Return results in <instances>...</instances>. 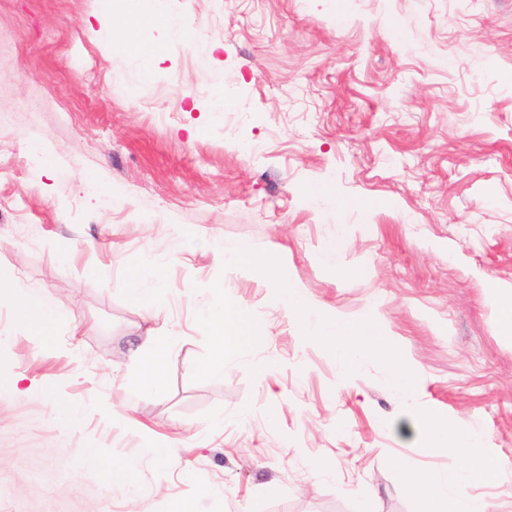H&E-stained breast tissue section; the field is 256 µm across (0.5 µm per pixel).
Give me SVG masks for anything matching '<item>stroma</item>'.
I'll list each match as a JSON object with an SVG mask.
<instances>
[{
  "label": "stroma",
  "instance_id": "stroma-1",
  "mask_svg": "<svg viewBox=\"0 0 512 512\" xmlns=\"http://www.w3.org/2000/svg\"><path fill=\"white\" fill-rule=\"evenodd\" d=\"M111 2L0 0V285L70 312L45 338L0 297V380L26 388L0 390V512H418L397 463L462 467L425 450L429 408L512 461V342L487 299L512 288V0H167L194 34L140 27L148 78L113 41L135 0ZM242 241L324 314L378 300L415 390L373 358L345 378L269 278L224 268ZM147 256L151 311L126 292ZM217 280L260 342L195 382ZM148 336L177 344L143 397ZM86 449L138 460L134 488Z\"/></svg>",
  "mask_w": 512,
  "mask_h": 512
}]
</instances>
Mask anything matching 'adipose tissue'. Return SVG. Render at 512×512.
I'll return each instance as SVG.
<instances>
[{
	"mask_svg": "<svg viewBox=\"0 0 512 512\" xmlns=\"http://www.w3.org/2000/svg\"><path fill=\"white\" fill-rule=\"evenodd\" d=\"M157 278L155 261L145 259L128 278L129 298L144 309H151L164 291ZM10 294L21 320L37 329L39 335H51L56 327L66 324L65 308L44 291L14 288ZM173 349L170 339L156 337L147 338L135 349L134 381L140 393L149 395L159 388L161 364ZM415 425L423 431L429 449L457 454L463 463L460 477L453 482L427 476L417 468L398 467L399 483L417 500L419 512H491L490 502L473 495L472 490L506 481L512 475V464L491 448L483 434L469 429L458 419L425 410L416 415Z\"/></svg>",
	"mask_w": 512,
	"mask_h": 512,
	"instance_id": "obj_1",
	"label": "adipose tissue"
}]
</instances>
